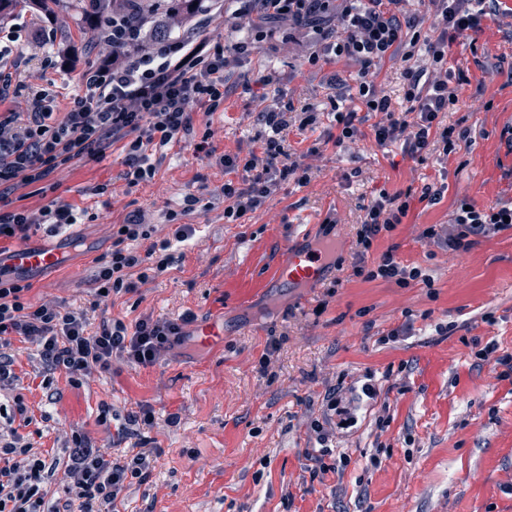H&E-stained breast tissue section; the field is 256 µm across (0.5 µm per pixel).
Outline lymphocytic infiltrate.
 <instances>
[{
	"mask_svg": "<svg viewBox=\"0 0 512 512\" xmlns=\"http://www.w3.org/2000/svg\"><path fill=\"white\" fill-rule=\"evenodd\" d=\"M409 0H224L232 18L230 44L201 35L189 40H145L129 30L121 10L112 13V26L93 59L82 60L72 45L55 46L48 65L68 71L81 68L85 91L56 111L47 94L22 96L20 62L13 48L19 31L0 22V254L16 242L39 235L53 236L79 224L85 211L57 197V172L101 162L121 152L122 177L128 187L153 179L157 163L171 146L199 142L205 157L221 167L226 179L216 194L183 198L181 210L163 214L169 227L157 237L154 224L141 209L129 211L112 227V247L97 257L90 274L93 299L73 308L57 301H36L32 285L17 276L0 279V391H11L0 402V512H118L127 481L145 482L149 453L114 455L72 433L59 453L35 451L42 430L22 393L16 390L14 342L35 345L40 356L42 386L56 375L81 384L95 373L112 369L113 357L148 367L172 346L182 343L184 328L193 320L145 315L135 321L92 315L114 296L136 293L139 286L167 273L182 243L196 229L178 223V216L221 210L225 223L241 224L284 185H306L310 167L305 157L321 154L319 144L304 156L291 153L290 132H305L321 120L322 109L305 106L295 112L292 101L273 96L258 114V146L247 154H217L211 131L195 133V112L209 115L224 106V82L239 54L256 49L259 31L248 24L252 13L272 23H285L298 34L308 65L321 68L345 61L354 64L347 98L330 97L336 125L328 140L334 147L360 139L364 122L359 111L374 108L379 119L371 135L381 147L400 146L404 155L425 163L431 155L447 160L459 142L453 126L440 116L459 101L448 69V48L459 37L478 34L487 13L512 17L506 0H418L425 10L407 14ZM400 66L405 84L401 106H394L384 87L372 77L385 63ZM445 191L437 183L423 184L419 194L379 190L362 207L357 231L354 276L378 278L400 287L433 280L420 268L397 261L393 251L367 262L374 239L408 217L413 199L437 203ZM512 229V200L465 208L457 204L444 227L428 226L422 238L437 242L450 253L469 250L475 238ZM71 479L63 497L48 504L47 484L58 466Z\"/></svg>",
	"mask_w": 512,
	"mask_h": 512,
	"instance_id": "obj_1",
	"label": "lymphocytic infiltrate"
}]
</instances>
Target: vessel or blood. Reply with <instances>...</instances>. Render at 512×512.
I'll return each mask as SVG.
<instances>
[{
    "instance_id": "vessel-or-blood-1",
    "label": "vessel or blood",
    "mask_w": 512,
    "mask_h": 512,
    "mask_svg": "<svg viewBox=\"0 0 512 512\" xmlns=\"http://www.w3.org/2000/svg\"><path fill=\"white\" fill-rule=\"evenodd\" d=\"M336 240L329 239L307 249L290 251L278 258L270 273L288 287H299L319 280L329 271L336 253ZM62 254L57 249L21 245L9 257L0 256V278L21 271H45L58 266ZM264 279L243 276L221 289L220 299L244 303L261 293Z\"/></svg>"
}]
</instances>
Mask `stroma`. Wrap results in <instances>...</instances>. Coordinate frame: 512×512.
<instances>
[{"mask_svg":"<svg viewBox=\"0 0 512 512\" xmlns=\"http://www.w3.org/2000/svg\"><path fill=\"white\" fill-rule=\"evenodd\" d=\"M502 61L512 62V39L494 14L484 17L475 39L450 46L448 66L465 79L443 121L466 138L447 162L433 155L419 164L367 139L344 150L326 145L308 160V184L283 187L246 223H224L217 210L187 216L199 230L184 260L137 293L115 297L106 311L127 322L193 314L187 339L153 366L116 360L111 372L81 386L60 374L43 389L32 383L40 367L36 348L21 344L15 371L26 400L34 414L51 416L37 447L60 446L75 430L122 453L97 422L100 403L111 404L118 425L147 405L155 413L143 432L151 475L127 486L124 512H512V382L499 380L492 360L477 356L489 345L512 353V230L454 256L420 237L425 227L447 222L458 200L487 206L512 198V181L503 176L512 154L500 141L512 125V85L495 69ZM262 75L271 78L269 93L298 107L347 93L342 84L328 90L323 72L304 65L302 51L278 31L240 56L224 85L223 110L208 116L217 152L254 148L263 105L243 84ZM23 80L26 93L45 92L60 109L84 91L79 73L34 60ZM123 169L115 153L59 174V195L96 218L33 238V245L65 255L63 265L30 275L33 299L91 301L92 262L111 248V227L128 203L163 235L162 211L178 208L190 193L209 196L224 182L218 166L184 144L169 150L148 183L127 187ZM442 174L440 201L413 202L406 223L381 234L367 256L372 262L395 248L398 261L432 276V287L354 276L361 206L373 191L417 192ZM104 183L111 194H86ZM331 213L333 226L325 222ZM329 235L343 245L331 278L291 291L273 284L248 304L210 308L224 283L245 272L263 276L288 249ZM334 278L341 286L332 294ZM219 320L223 347L201 348L198 326ZM393 331L397 339L388 340ZM274 338L279 347L271 354ZM369 381L379 391L373 399L361 395ZM338 386L357 398L353 419L329 437L334 470L314 480L304 451L317 447L314 425L329 418L325 393ZM342 452L350 457L343 468Z\"/></svg>","mask_w":512,"mask_h":512,"instance_id":"35a3bbf8","label":"stroma"}]
</instances>
